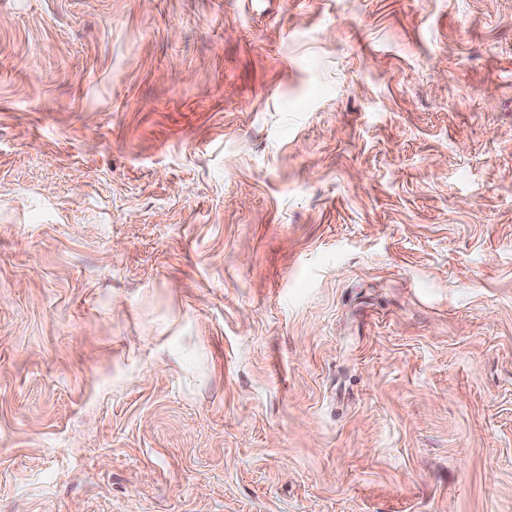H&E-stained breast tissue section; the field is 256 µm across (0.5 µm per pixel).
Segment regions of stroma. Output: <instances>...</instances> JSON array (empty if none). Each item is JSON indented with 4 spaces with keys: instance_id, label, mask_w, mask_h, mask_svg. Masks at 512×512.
Wrapping results in <instances>:
<instances>
[{
    "instance_id": "35a3bbf8",
    "label": "stroma",
    "mask_w": 512,
    "mask_h": 512,
    "mask_svg": "<svg viewBox=\"0 0 512 512\" xmlns=\"http://www.w3.org/2000/svg\"><path fill=\"white\" fill-rule=\"evenodd\" d=\"M0 512H512V0H0Z\"/></svg>"
}]
</instances>
